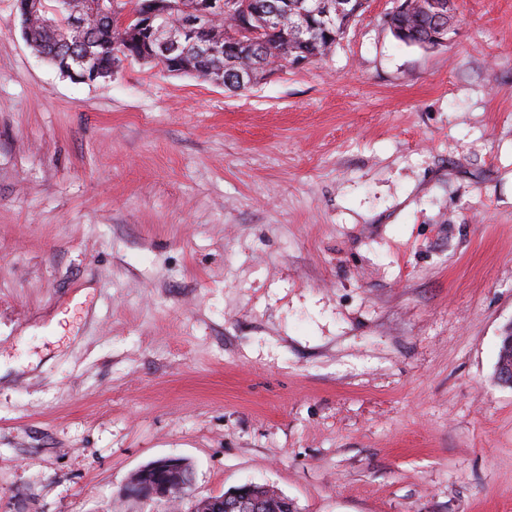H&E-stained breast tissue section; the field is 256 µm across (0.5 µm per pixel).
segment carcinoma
<instances>
[{
  "label": "carcinoma",
  "instance_id": "cac0c4a2",
  "mask_svg": "<svg viewBox=\"0 0 512 512\" xmlns=\"http://www.w3.org/2000/svg\"><path fill=\"white\" fill-rule=\"evenodd\" d=\"M168 15L177 24L193 9L195 0H167ZM306 0H291L288 13L273 23L250 16L249 23L260 29L258 42L245 45L235 39L237 22L229 15L217 14L205 32L207 41L217 47V53L202 59L194 46L187 43L173 56H154L153 44L142 38L135 26H120L112 16V7H141L143 0H47L50 7L61 9L63 18L75 16L79 24H48L43 11L30 12L23 30L26 42L39 54L58 65H69L86 56L97 68L110 73L122 60L143 57L148 63L172 72L178 70L208 81H221L229 90L247 89L240 86L234 72L249 70L253 82H258L272 68L283 66L290 57L317 58L325 55L345 31L354 11H363L364 0H349L348 10L335 14L333 23L323 25L319 18L309 22L302 17ZM442 0H399L398 7L388 14L386 23L394 36L409 46L431 48L440 30H448V17L437 13Z\"/></svg>",
  "mask_w": 512,
  "mask_h": 512
}]
</instances>
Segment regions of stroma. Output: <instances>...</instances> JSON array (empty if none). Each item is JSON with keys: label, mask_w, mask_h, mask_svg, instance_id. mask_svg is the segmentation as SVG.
<instances>
[{"label": "stroma", "mask_w": 512, "mask_h": 512, "mask_svg": "<svg viewBox=\"0 0 512 512\" xmlns=\"http://www.w3.org/2000/svg\"><path fill=\"white\" fill-rule=\"evenodd\" d=\"M394 5L234 93L62 76L0 0V512H512V0ZM161 458L189 500L126 497ZM399 5L388 15L386 23L394 36L409 46L436 47L434 37L443 29L448 40V16L437 13L440 2L448 0H399Z\"/></svg>", "instance_id": "1"}]
</instances>
